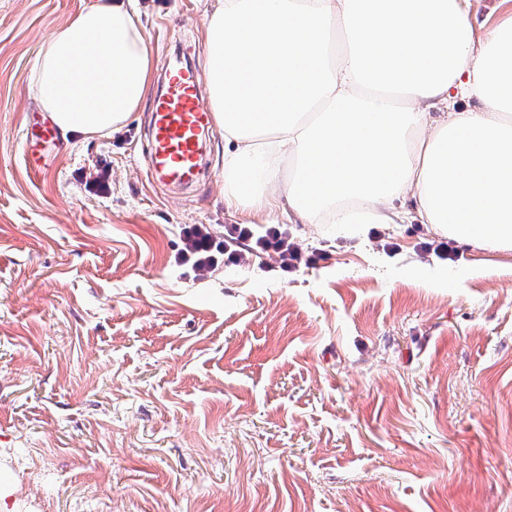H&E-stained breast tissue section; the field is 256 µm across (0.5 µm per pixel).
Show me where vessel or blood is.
I'll use <instances>...</instances> for the list:
<instances>
[{
    "mask_svg": "<svg viewBox=\"0 0 512 512\" xmlns=\"http://www.w3.org/2000/svg\"><path fill=\"white\" fill-rule=\"evenodd\" d=\"M202 96L203 79L198 71L179 63L168 68L149 128V166L168 182L188 184L196 176L213 128Z\"/></svg>",
    "mask_w": 512,
    "mask_h": 512,
    "instance_id": "obj_1",
    "label": "vessel or blood"
}]
</instances>
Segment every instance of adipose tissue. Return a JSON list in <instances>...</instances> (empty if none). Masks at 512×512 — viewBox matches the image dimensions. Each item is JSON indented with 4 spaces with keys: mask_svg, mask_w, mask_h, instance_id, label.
Listing matches in <instances>:
<instances>
[{
    "mask_svg": "<svg viewBox=\"0 0 512 512\" xmlns=\"http://www.w3.org/2000/svg\"><path fill=\"white\" fill-rule=\"evenodd\" d=\"M472 12L473 0H214L205 81L230 214L284 203L307 224L412 214L511 252L512 22L479 43ZM154 65L139 13L102 0L45 41L36 99L62 134L115 132L144 108ZM399 198L413 210L393 208Z\"/></svg>",
    "mask_w": 512,
    "mask_h": 512,
    "instance_id": "adipose-tissue-1",
    "label": "adipose tissue"
}]
</instances>
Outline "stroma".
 <instances>
[{"label":"stroma","mask_w":512,"mask_h":512,"mask_svg":"<svg viewBox=\"0 0 512 512\" xmlns=\"http://www.w3.org/2000/svg\"><path fill=\"white\" fill-rule=\"evenodd\" d=\"M97 2L0 0V512H512V252L277 210L316 264L181 267L233 221L223 130L189 190L146 170L152 105L43 134L41 47ZM134 2L155 96L205 0Z\"/></svg>","instance_id":"1"}]
</instances>
